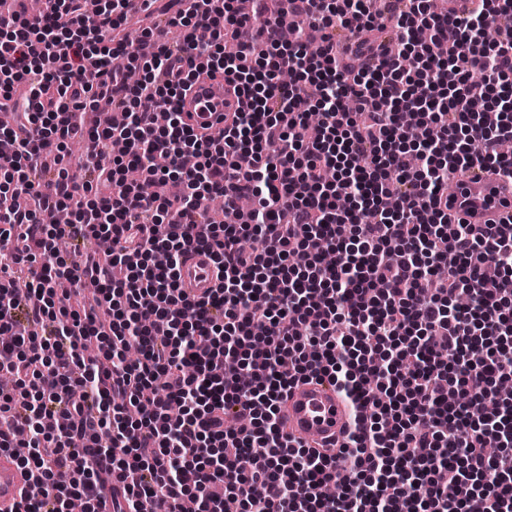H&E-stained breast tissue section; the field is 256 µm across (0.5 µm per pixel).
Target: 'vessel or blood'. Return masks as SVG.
<instances>
[{"label":"vessel or blood","instance_id":"b4317fda","mask_svg":"<svg viewBox=\"0 0 512 512\" xmlns=\"http://www.w3.org/2000/svg\"><path fill=\"white\" fill-rule=\"evenodd\" d=\"M238 98L223 79L200 80L181 103L193 127L216 124L220 115L235 111ZM458 188L448 200V221L471 224L512 222V192L504 191L493 171L478 166L457 178ZM210 255L189 252L179 271V283L198 297L218 284ZM352 415L350 405L328 382L316 379L292 386L281 404L280 417L287 436L314 448H327L341 438ZM27 482L13 458L0 454V512H13Z\"/></svg>","mask_w":512,"mask_h":512}]
</instances>
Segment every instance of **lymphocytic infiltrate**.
Wrapping results in <instances>:
<instances>
[{"label": "lymphocytic infiltrate", "mask_w": 512, "mask_h": 512, "mask_svg": "<svg viewBox=\"0 0 512 512\" xmlns=\"http://www.w3.org/2000/svg\"><path fill=\"white\" fill-rule=\"evenodd\" d=\"M174 2L184 36L144 57L131 0L0 9L16 122L0 129V454L30 486L16 512H99L104 469L115 512H512V403L476 420L460 402L512 378V225L449 223L446 191L475 165L512 180V0L461 16L402 0L390 25L369 0ZM117 55L144 60L143 80ZM201 70L240 98L207 139L180 110ZM246 196L241 223L207 210ZM67 206L70 223L43 222ZM102 237L111 256L59 248ZM192 249L219 266L194 299L178 281ZM307 378L352 406L335 453L281 430Z\"/></svg>", "instance_id": "obj_1"}]
</instances>
